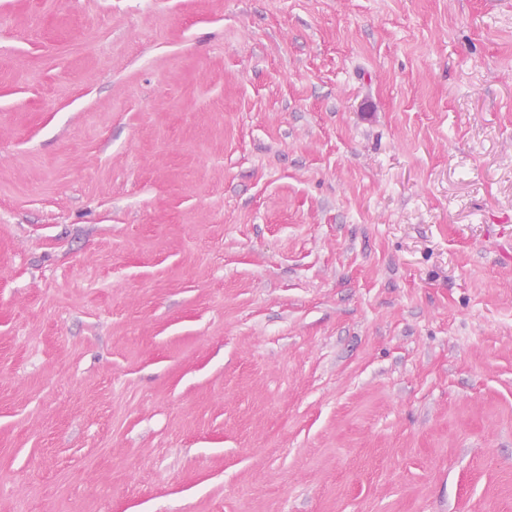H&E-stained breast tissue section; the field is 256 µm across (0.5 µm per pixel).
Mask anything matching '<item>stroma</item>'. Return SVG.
Listing matches in <instances>:
<instances>
[{
	"mask_svg": "<svg viewBox=\"0 0 512 512\" xmlns=\"http://www.w3.org/2000/svg\"><path fill=\"white\" fill-rule=\"evenodd\" d=\"M0 512H512V0H0Z\"/></svg>",
	"mask_w": 512,
	"mask_h": 512,
	"instance_id": "stroma-1",
	"label": "stroma"
}]
</instances>
